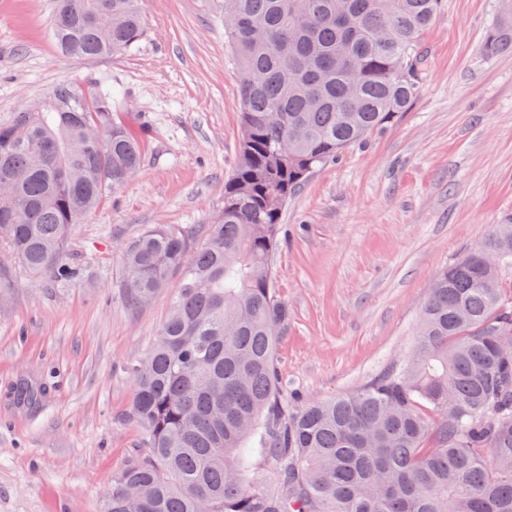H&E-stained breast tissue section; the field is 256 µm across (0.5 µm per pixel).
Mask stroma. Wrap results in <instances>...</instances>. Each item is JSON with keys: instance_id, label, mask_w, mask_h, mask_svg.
<instances>
[{"instance_id": "35a3bbf8", "label": "stroma", "mask_w": 512, "mask_h": 512, "mask_svg": "<svg viewBox=\"0 0 512 512\" xmlns=\"http://www.w3.org/2000/svg\"><path fill=\"white\" fill-rule=\"evenodd\" d=\"M503 0H444L421 38L417 99L393 128L348 148L288 201L272 279L288 306L284 397L356 391L412 349L436 274L512 214V49L482 50ZM54 0H0V120L60 83L109 91L145 128L143 165L72 232L94 262L55 290L18 271L0 315V512H100L113 476L144 453L128 418L177 280L147 306L121 288L124 244L144 229L209 224L238 159L235 60L215 0H142L128 52L65 57ZM44 387L31 407L20 385Z\"/></svg>"}]
</instances>
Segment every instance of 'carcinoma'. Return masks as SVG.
I'll use <instances>...</instances> for the list:
<instances>
[{
  "mask_svg": "<svg viewBox=\"0 0 512 512\" xmlns=\"http://www.w3.org/2000/svg\"><path fill=\"white\" fill-rule=\"evenodd\" d=\"M442 0H220L242 130L220 219L152 227L123 249L125 297L148 303L179 275L130 409L146 454L113 479L101 512H512V218L438 272L412 352L363 388L282 398L276 344L288 306L273 285L282 213L313 172L390 128L419 93L420 37ZM111 12L99 26L86 14ZM51 36L75 56L144 36L139 0H57ZM512 45V12L483 50ZM141 136L112 94L61 83L40 112L0 121V311L16 268L78 281L70 234L140 168ZM494 252L498 264L482 254ZM271 469L250 476L251 458Z\"/></svg>",
  "mask_w": 512,
  "mask_h": 512,
  "instance_id": "carcinoma-1",
  "label": "carcinoma"
}]
</instances>
